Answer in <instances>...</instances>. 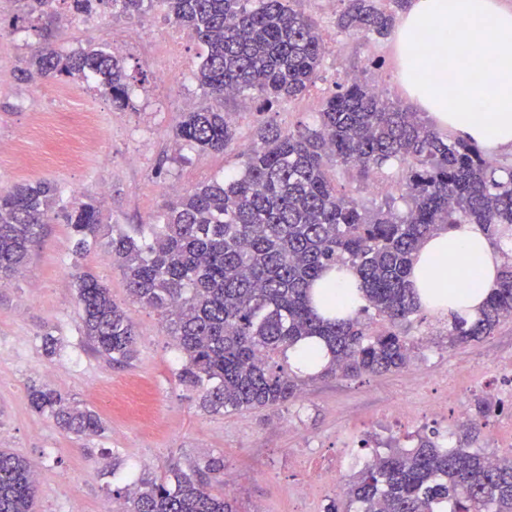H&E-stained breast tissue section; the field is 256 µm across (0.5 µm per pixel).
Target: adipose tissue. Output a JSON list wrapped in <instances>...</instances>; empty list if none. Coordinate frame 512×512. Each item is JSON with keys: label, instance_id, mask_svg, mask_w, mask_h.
<instances>
[{"label": "adipose tissue", "instance_id": "ef3b65f1", "mask_svg": "<svg viewBox=\"0 0 512 512\" xmlns=\"http://www.w3.org/2000/svg\"><path fill=\"white\" fill-rule=\"evenodd\" d=\"M393 48L402 84L436 127L489 155L512 152V6L504 0H411L393 32ZM474 260L481 273L473 281L467 271ZM503 264L482 228L465 224L425 240L410 283L426 312L472 320ZM313 292L335 299L340 316L362 303L359 277L347 268L327 269Z\"/></svg>", "mask_w": 512, "mask_h": 512}]
</instances>
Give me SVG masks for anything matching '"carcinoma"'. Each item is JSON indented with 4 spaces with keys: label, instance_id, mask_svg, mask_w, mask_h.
<instances>
[{
    "label": "carcinoma",
    "instance_id": "obj_1",
    "mask_svg": "<svg viewBox=\"0 0 512 512\" xmlns=\"http://www.w3.org/2000/svg\"><path fill=\"white\" fill-rule=\"evenodd\" d=\"M105 1L131 16L154 2L188 30L204 47L195 79L216 100L257 97L272 105L301 96L319 79L325 44L302 10L304 0H70V9L87 13ZM12 2L14 18L33 29L58 22L55 0ZM343 2L338 28L390 33L394 15L377 0ZM50 37L27 60V78L91 80L113 109L133 108L119 54L92 46L63 53ZM175 139L200 152H236V172L165 201L155 222L128 231L102 223L100 202L91 197L66 208V221L76 255L105 248L131 297L160 314L181 355L179 383L211 411L271 408L316 380L406 367L422 344L410 335L422 309L408 276L425 239L478 224L492 244L512 248V164L448 140L420 113L357 78L326 98L313 128L267 122L242 148L226 112L198 105L182 114ZM338 164L362 177L399 165L407 210L366 208L337 185ZM57 193L46 182L0 190V282L19 279L27 268ZM336 264L355 269L362 285L363 304L346 319L323 317L313 304V283ZM77 297L92 350L114 365L129 363L136 353L129 312L90 273L78 277ZM511 317L507 262L479 317L448 328V347L479 341ZM313 339L324 343L329 362L301 375L289 350ZM28 400L62 431H104L97 413L46 384H31ZM468 438L448 448L433 432L412 448H389L349 484V502L357 512H512V455L489 457L469 449ZM223 469L222 459L210 458L165 477L133 479L114 464L112 493L124 500L123 512H237L233 500L213 492ZM36 491V464L0 449V512H33Z\"/></svg>",
    "mask_w": 512,
    "mask_h": 512
}]
</instances>
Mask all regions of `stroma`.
Wrapping results in <instances>:
<instances>
[{"label":"stroma","mask_w":512,"mask_h":512,"mask_svg":"<svg viewBox=\"0 0 512 512\" xmlns=\"http://www.w3.org/2000/svg\"><path fill=\"white\" fill-rule=\"evenodd\" d=\"M303 8L333 50L320 77L304 95L261 110L259 101L227 102L238 144H250L260 121L295 127L311 124L338 84L357 76L388 101L417 110L399 78L391 37L342 32L341 0H305ZM151 31L110 5L93 24L61 27L56 49L74 52L102 46L124 60L134 107L117 111L96 85L30 80L24 61L40 43L36 32L10 10L0 11V188L48 181L61 205L45 225L24 277L0 284V442L39 465L34 512H119L113 498L112 460L162 477L171 464L188 467L211 457L224 460V479L236 485L238 512H324L337 489L347 488L363 463L387 444L409 446L417 436L458 431L463 422L448 408L449 396L475 405L491 400L501 373L512 370V320L481 341L448 348L445 318L425 314L414 334L426 340L405 369L357 379L316 381L286 405L234 414L209 412L175 377L179 355L158 313L133 301L120 272L92 252L73 254L64 208L72 197L103 196L107 224H146L166 201L167 187L185 192L234 172L231 153L175 147L174 132L188 103H202L192 78L202 46L190 37L170 42L173 24L159 7ZM169 79L158 83L156 73ZM98 109L96 152L87 161L59 163L55 145L68 135L61 112ZM26 131L25 144L17 134ZM338 184L368 207L402 196V170L392 166L362 178L345 166L333 169ZM88 271L128 310L136 330L137 356L115 366L99 357L82 335L76 278ZM58 341L46 356L45 336ZM57 389L100 415L102 434L78 437L33 411L31 382ZM497 415L474 440L492 456L512 453V397H501ZM307 494H299V487ZM337 498V497H336Z\"/></svg>","instance_id":"1"}]
</instances>
